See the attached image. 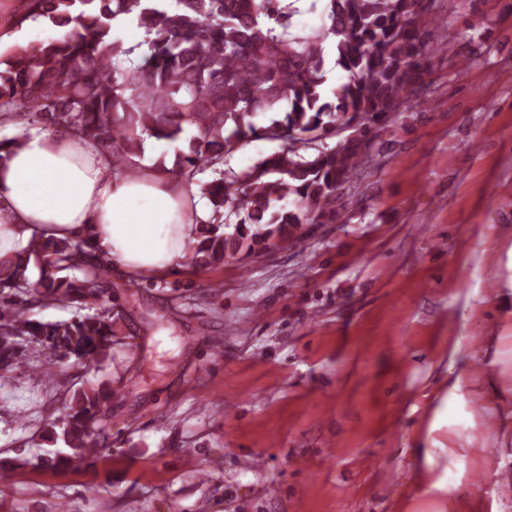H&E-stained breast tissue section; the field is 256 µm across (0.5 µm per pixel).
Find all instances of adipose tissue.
<instances>
[{
	"label": "adipose tissue",
	"instance_id": "ef3b65f1",
	"mask_svg": "<svg viewBox=\"0 0 512 512\" xmlns=\"http://www.w3.org/2000/svg\"><path fill=\"white\" fill-rule=\"evenodd\" d=\"M197 229L183 182L151 164L134 177L117 175L110 155L67 132L33 133L0 167V259L35 234L89 236L116 270L151 276L183 259ZM438 452L452 457L457 446L435 439L415 455L428 493L442 495L454 474L446 468L432 475Z\"/></svg>",
	"mask_w": 512,
	"mask_h": 512
}]
</instances>
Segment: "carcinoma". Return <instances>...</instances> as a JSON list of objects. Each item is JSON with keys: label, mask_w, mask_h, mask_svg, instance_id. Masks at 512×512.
<instances>
[{"label": "carcinoma", "mask_w": 512, "mask_h": 512, "mask_svg": "<svg viewBox=\"0 0 512 512\" xmlns=\"http://www.w3.org/2000/svg\"><path fill=\"white\" fill-rule=\"evenodd\" d=\"M19 22L45 17L47 39L14 45L0 69V115L96 142L116 174L134 175L133 158L149 138L175 145L157 167L190 186L207 168L220 177L198 183L211 205L184 263L224 264L243 248L286 240L303 224L335 212L336 191L362 171L373 125L393 116L423 82L429 59L421 36L424 0H320L328 23L293 27L287 0H22ZM131 16L145 40L127 46L112 20ZM332 44L346 74L326 87L324 51ZM344 127L355 133L330 148L323 140ZM279 142L246 169H222L244 144ZM235 223H230L231 218ZM233 231H228L229 227ZM107 260L86 240L32 237L0 259V295L10 299L0 323V368L24 342L46 348L49 363L71 356L98 369L116 335ZM45 301L80 303L96 312L72 321L28 318ZM107 380L83 386L44 435L62 436L65 454L53 467L83 463L107 438Z\"/></svg>", "instance_id": "obj_1"}]
</instances>
